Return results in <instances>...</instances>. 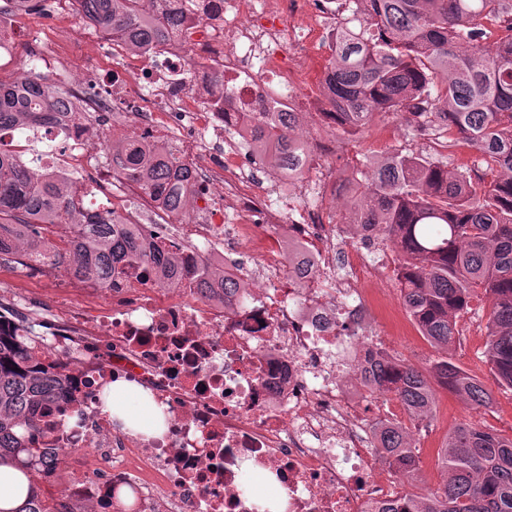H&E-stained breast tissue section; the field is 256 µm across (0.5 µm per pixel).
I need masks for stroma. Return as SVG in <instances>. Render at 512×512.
Instances as JSON below:
<instances>
[{
	"instance_id": "1",
	"label": "stroma",
	"mask_w": 512,
	"mask_h": 512,
	"mask_svg": "<svg viewBox=\"0 0 512 512\" xmlns=\"http://www.w3.org/2000/svg\"><path fill=\"white\" fill-rule=\"evenodd\" d=\"M75 8L68 0L55 4L51 17L32 13L17 17L16 26L21 37L9 56L0 58V76H15L24 63L33 56L47 57L48 65L37 67L36 72L46 83L57 81L61 71L90 67L87 50L92 36L75 24ZM309 126L315 135H334L339 143L336 152L337 170H353L363 155L376 157L398 150L405 154H428L433 147L431 129L408 125L403 118L392 114H379L361 131L348 135L325 124L323 117L310 114ZM486 302H474L465 315L468 337L452 353L453 361L476 376L492 390L490 407L476 410L465 401L438 391L436 407L429 426L415 438L420 450V470L412 485L415 493L422 494L435 488L443 474L437 453L448 432L460 422H471L482 428L512 437V392L496 388L482 351L486 336ZM373 329L383 347L415 368L429 370L433 361L442 357L441 349L433 346L417 329L402 306L399 293H392Z\"/></svg>"
}]
</instances>
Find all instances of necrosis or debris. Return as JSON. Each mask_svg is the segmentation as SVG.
Returning a JSON list of instances; mask_svg holds the SVG:
<instances>
[{"label":"necrosis or debris","mask_w":512,"mask_h":512,"mask_svg":"<svg viewBox=\"0 0 512 512\" xmlns=\"http://www.w3.org/2000/svg\"><path fill=\"white\" fill-rule=\"evenodd\" d=\"M178 47L145 53L123 40L95 43L111 56L122 88L86 97L88 71L65 76L87 100L88 121L49 128L61 138L65 173L95 166L104 196L83 198L88 217L105 210L137 225L145 245L170 257L174 277L138 260L107 287L73 274L49 303L41 352L95 395L45 425L49 447L68 455L65 489L74 512L104 499L112 512H372L404 492L375 467L365 392L344 383L364 368L371 324L364 287L389 296L391 253L335 252L327 206L331 171L295 180L270 201L253 156L222 149L265 113L299 114L292 135L311 160L329 161L336 140L314 137L301 119L326 112L327 71L314 44L331 48L335 0H190ZM305 17L317 18L309 28ZM220 109H212V102ZM148 134L177 150L193 175L181 208L163 213L116 205L101 141ZM311 257L297 274L281 243ZM268 271L258 280L244 259ZM238 286L224 294L225 282ZM107 297H100V290ZM122 381L161 407L166 428L147 436L104 413L99 390Z\"/></svg>","instance_id":"4bbe7bcc"}]
</instances>
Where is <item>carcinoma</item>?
<instances>
[{
    "instance_id": "carcinoma-1",
    "label": "carcinoma",
    "mask_w": 512,
    "mask_h": 512,
    "mask_svg": "<svg viewBox=\"0 0 512 512\" xmlns=\"http://www.w3.org/2000/svg\"><path fill=\"white\" fill-rule=\"evenodd\" d=\"M96 30L139 45H175L188 17L167 9L139 12V0H73ZM497 34L496 49L482 42ZM326 119L347 133L377 114L420 117L444 138L443 148L467 145L480 154L473 166L450 168L422 154L365 156L356 177L339 180L348 194L346 223L361 240L400 257L397 279L402 304L429 342L446 351L460 336L459 320L482 291L490 302L485 361L498 388L512 391V0H336V43L329 58ZM82 101L61 85L30 80L25 88L0 80V134L19 115L35 121L68 116L81 121ZM293 115L276 112L251 133L274 142L284 176L302 173L304 147L286 129ZM153 153L152 167L141 161ZM190 171L163 146L133 135L112 152V177L163 197L178 209ZM80 193L65 196L53 176L35 183L20 154L0 149V257L26 239L29 251L57 267L77 256L73 270L105 285L126 259L160 266L162 253L141 250L140 236L119 232L109 212L82 224L76 238L59 247L50 238L79 209ZM34 329L20 334L0 326V466L21 470L28 482L15 512H58L41 484L65 458L47 447L41 421L68 397L66 375L40 362ZM360 384L392 395L418 429L436 406V388L487 407L491 392L445 356L428 373L377 349ZM380 457L412 484L419 469L413 437L378 422ZM443 479L426 494L412 491L376 512H512V438L457 424L440 450Z\"/></svg>"
}]
</instances>
